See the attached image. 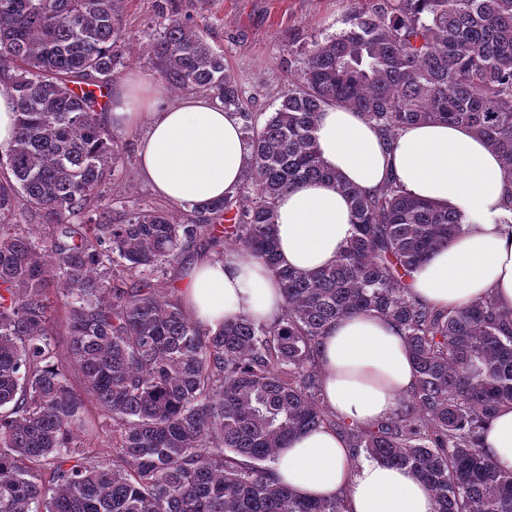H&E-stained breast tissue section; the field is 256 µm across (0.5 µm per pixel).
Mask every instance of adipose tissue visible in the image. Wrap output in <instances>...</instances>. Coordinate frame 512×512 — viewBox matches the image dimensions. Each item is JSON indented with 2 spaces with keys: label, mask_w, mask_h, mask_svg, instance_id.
I'll return each instance as SVG.
<instances>
[{
  "label": "adipose tissue",
  "mask_w": 512,
  "mask_h": 512,
  "mask_svg": "<svg viewBox=\"0 0 512 512\" xmlns=\"http://www.w3.org/2000/svg\"><path fill=\"white\" fill-rule=\"evenodd\" d=\"M108 116L114 129L139 132L138 175L172 204L222 200L249 170L235 113L200 95L163 103L151 74L133 73L115 85ZM315 136L324 163L344 181L373 191L394 179L466 217L463 233L412 273L414 295L448 309L489 294L512 310V226L499 221L512 204V182L483 141L464 127L434 122L401 130L389 145L339 106L324 109ZM275 229L283 265L307 272L332 266L353 234L349 202L334 183H305L280 197ZM179 297L194 320L213 329L229 316L272 322L284 306L278 281L244 250L198 258ZM318 362L327 407L362 425L386 419L416 384L400 332L375 316L332 324ZM484 444L494 462L512 468V405L499 408ZM273 467L302 496L344 497L347 512H433L429 492L411 471L354 460L344 437L328 426L293 437Z\"/></svg>",
  "instance_id": "obj_1"
}]
</instances>
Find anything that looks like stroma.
<instances>
[{"label": "stroma", "mask_w": 512, "mask_h": 512, "mask_svg": "<svg viewBox=\"0 0 512 512\" xmlns=\"http://www.w3.org/2000/svg\"><path fill=\"white\" fill-rule=\"evenodd\" d=\"M167 0H123L121 20L127 44L123 62L113 80L121 82L134 72L158 73L142 52L151 39L158 5ZM363 0H180L203 25L208 41L224 52V64L240 83L251 111H274L290 81L303 65L314 42L346 29L352 10ZM118 163L99 188L112 200L111 221L121 224L139 201H151L154 191L137 174V136L118 132ZM125 202H116L120 191Z\"/></svg>", "instance_id": "obj_1"}]
</instances>
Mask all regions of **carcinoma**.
Wrapping results in <instances>:
<instances>
[{"label":"carcinoma","instance_id":"carcinoma-1","mask_svg":"<svg viewBox=\"0 0 512 512\" xmlns=\"http://www.w3.org/2000/svg\"><path fill=\"white\" fill-rule=\"evenodd\" d=\"M122 0H0V76L16 106L0 155V512H345L274 476L295 435L329 426L355 452L407 467L435 512H512V469L482 446L512 405V311L490 297L441 309L404 278L462 230L461 213L390 181L370 193L320 158V112L341 106L387 143L413 124L463 126L497 153L512 181V0H366L344 31L315 43L275 111H248L224 53L193 15L161 10L149 54L172 90L196 91L242 120L250 183L206 206L232 250L251 252L281 285L268 323L227 317L214 330L187 315L162 278L213 224H181L143 203L123 224L98 188L118 141L96 95L121 64ZM341 186L354 233L336 263L307 273L281 265L279 197L304 183ZM45 227L35 242L23 222ZM64 308L61 353L49 288ZM354 314L401 331L418 382L371 426L327 410L317 350ZM78 375L98 403L93 418ZM112 422V448L79 441Z\"/></svg>","mask_w":512,"mask_h":512}]
</instances>
